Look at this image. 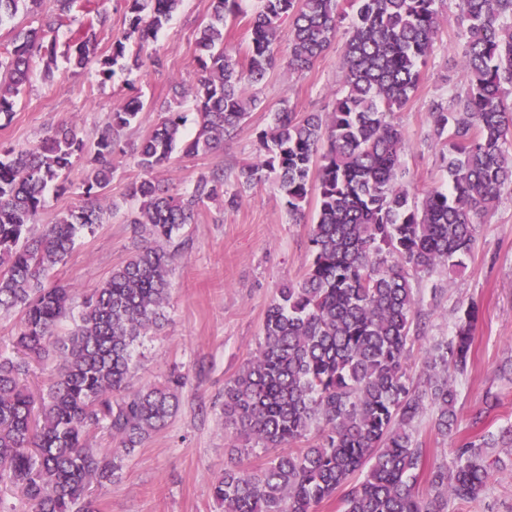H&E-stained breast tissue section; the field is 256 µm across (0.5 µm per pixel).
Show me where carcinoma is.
I'll return each mask as SVG.
<instances>
[{
	"label": "carcinoma",
	"mask_w": 512,
	"mask_h": 512,
	"mask_svg": "<svg viewBox=\"0 0 512 512\" xmlns=\"http://www.w3.org/2000/svg\"><path fill=\"white\" fill-rule=\"evenodd\" d=\"M37 28H19L0 55V114L11 116L35 63L43 77L56 69L57 33L80 5L85 22L68 46L78 69L96 57V28L108 22L98 0H50ZM128 26L100 60L109 80L137 46L134 65L159 63L141 55L183 0H124ZM209 21L197 32L202 75L188 89L196 131L188 137L182 112L159 105L153 129L133 145L143 175L126 196L138 203L130 220L126 260L83 296L73 327L74 289L50 283L76 239L102 223L112 184L113 156L143 103L134 98L112 113L93 152L75 123L50 130L31 149H0V311L20 321L12 352L0 353V486L16 502L0 512H97L91 488L116 480L136 449L165 429L177 412L186 376L132 387L139 339L166 320L176 252L168 245L217 199L229 208L241 194L224 189V169L202 173L174 194L153 173L184 157L224 147L258 106L242 86L259 84L278 67L310 69L337 39L344 40L343 91L333 110L297 113L282 107L259 134L263 159L242 164L238 184L267 180L281 192L297 224L309 198L317 209L308 233L311 261L303 275L276 289L267 305L254 357L224 387V428L245 448H280L318 434L317 442L248 469L232 462L212 484L224 512H318L331 500L342 512H448V503L480 500L506 461L491 452L512 447V424L483 430L500 400L486 397L448 466L431 459L416 435L430 407L442 436L458 431L457 377L467 372L478 307L459 308L454 334L437 344L424 383L405 369L423 333L416 321L412 280L464 267L480 218L512 189V0H457L461 89L431 101V140L441 146L448 188L417 196L403 180L404 136L395 114L416 90L419 67L440 30L438 0H351L349 27L340 30L344 0H258L246 62L224 50V23L239 0H210ZM42 0H0V24ZM291 22L288 52L279 26ZM90 154L79 186L82 203L39 224L46 193L71 188L67 174ZM40 229H35L36 225ZM60 363L34 392L33 365ZM106 433L113 448H95ZM424 479L429 497L419 495Z\"/></svg>",
	"instance_id": "carcinoma-1"
}]
</instances>
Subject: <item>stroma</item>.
Masks as SVG:
<instances>
[{"instance_id":"obj_1","label":"stroma","mask_w":512,"mask_h":512,"mask_svg":"<svg viewBox=\"0 0 512 512\" xmlns=\"http://www.w3.org/2000/svg\"><path fill=\"white\" fill-rule=\"evenodd\" d=\"M439 11L444 23L421 68L418 89L399 114L406 142L405 179L419 194L448 184L439 151L429 137L428 109L433 98L460 85L454 0H443ZM209 13L210 0H184L153 44L162 66L120 69L104 82L98 64L75 69L65 58L72 35L84 22L82 12L74 11L59 30L53 79L35 72L11 118H0V144L7 147L32 148L63 121L74 122L79 137L90 146L113 111L130 97L144 102L125 137V152L114 158L116 171L104 203V223L77 241L67 263L53 273V281L88 290L127 258L131 233L126 216L133 204L126 188L141 175L131 146L153 128L155 105L172 99L181 84L194 82L196 32ZM342 54V43H335L307 72L292 74L278 68L264 84L246 87L245 98H258L260 104L246 124L225 140L223 151L203 158L174 154L170 164L156 170V177L180 193L201 172L220 166L225 188L238 189V170L258 157V136L277 108L331 110L343 86ZM240 191L237 208L226 210L220 203H210L175 239L179 258L166 320L137 348L132 383L161 382L176 366L189 372L190 381L168 427L135 452L118 481L97 491L99 512H222L211 484L225 464L258 467L274 455L273 450L259 447L233 451L231 434L224 429V387L255 355L264 313L276 288L304 272L309 227L293 222L272 182ZM465 266L456 278L438 273L416 283L415 311L425 324V336L414 344L407 360L411 376L420 377L430 346L451 336L458 306L471 300L479 304L472 360L458 385L457 438L471 435L470 416L483 407L490 393L498 394L500 405L486 419V429L512 422V382L498 375L500 365L512 356V191H504L496 209L482 218ZM417 434L431 458L452 463L457 438L437 434L432 412H425Z\"/></svg>"}]
</instances>
